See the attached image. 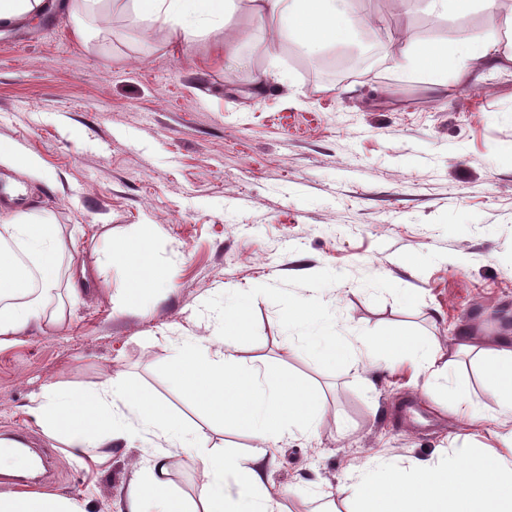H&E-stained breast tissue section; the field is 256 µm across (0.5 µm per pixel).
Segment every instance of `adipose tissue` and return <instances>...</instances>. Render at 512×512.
<instances>
[{
    "instance_id": "1",
    "label": "adipose tissue",
    "mask_w": 512,
    "mask_h": 512,
    "mask_svg": "<svg viewBox=\"0 0 512 512\" xmlns=\"http://www.w3.org/2000/svg\"><path fill=\"white\" fill-rule=\"evenodd\" d=\"M113 9L133 12L146 28H161L173 40H211L213 57L235 63L247 33L232 29L237 0H110ZM254 16L269 23L271 39L292 36L306 47L349 43L356 32L354 0H249ZM494 37L411 43L406 68L441 91L462 84L475 70L498 59ZM68 252L61 225L46 212L24 211L0 224V347L29 330L62 319L50 305L59 285L76 292L75 278H62L60 260ZM303 337L311 354L336 351V318L307 302L284 315V349ZM485 363L495 375L489 389L498 413L512 414V337L462 336L448 353L412 341L407 358L415 372L451 380L452 411L479 425L489 419L472 405L469 388L453 378L460 356ZM175 378L212 421L244 425L258 441L244 457L210 449L199 429L187 425L151 394L124 377L77 390L62 383L32 393L27 412L42 434L66 447L71 459L106 462L119 441L144 440L152 452L140 461L139 476L118 512H283L280 492L270 481L271 449L295 434L312 433L325 408L297 379L260 366H242L220 336H187L173 358ZM196 469L202 479L194 499L175 491L173 464ZM359 512H512V435L500 447L472 452L462 462L417 460L412 469L395 465L359 467L355 477ZM0 512H85L72 499L39 493L0 494Z\"/></svg>"
}]
</instances>
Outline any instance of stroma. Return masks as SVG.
<instances>
[{
	"label": "stroma",
	"instance_id": "35a3bbf8",
	"mask_svg": "<svg viewBox=\"0 0 512 512\" xmlns=\"http://www.w3.org/2000/svg\"><path fill=\"white\" fill-rule=\"evenodd\" d=\"M364 67L327 78L301 53L264 51L247 12L242 61L210 58L209 41L173 44L132 14L70 11L0 29V145L37 159L35 175L0 164V192L25 185L14 213L48 210L71 237L72 272H86L64 319L0 348V437L44 449L45 493L117 512L137 473L139 443L113 446L95 470L66 458L26 412L56 382L90 387L119 373L185 422L204 426L173 372L181 337L214 336L221 309L248 300L237 356L290 374L325 406L314 434L275 448L284 512H314L353 468L417 458L464 460L512 432L493 410L485 367L458 374L491 421L447 409L444 380L413 378V338L448 350L455 336H512V71L431 93L391 60L414 41L476 39L479 9L435 22L392 0H361ZM265 73L264 89L254 77ZM111 238L112 265L96 250ZM150 244L133 287L124 249ZM317 289L336 333L375 341L372 366L281 349L287 302Z\"/></svg>",
	"mask_w": 512,
	"mask_h": 512
}]
</instances>
